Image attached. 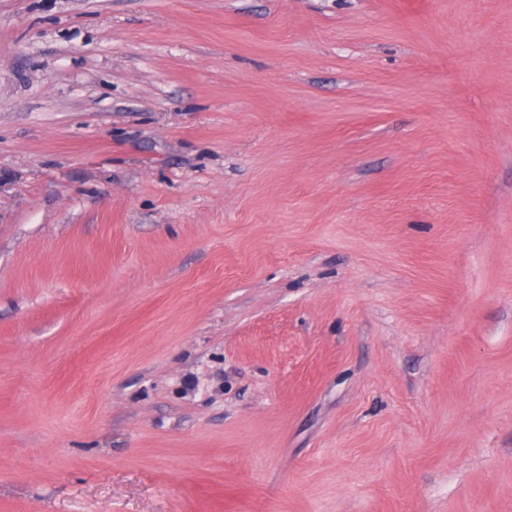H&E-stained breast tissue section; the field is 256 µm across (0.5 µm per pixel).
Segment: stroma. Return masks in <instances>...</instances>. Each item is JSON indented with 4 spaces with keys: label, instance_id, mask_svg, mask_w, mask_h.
Returning a JSON list of instances; mask_svg holds the SVG:
<instances>
[{
    "label": "stroma",
    "instance_id": "1",
    "mask_svg": "<svg viewBox=\"0 0 512 512\" xmlns=\"http://www.w3.org/2000/svg\"><path fill=\"white\" fill-rule=\"evenodd\" d=\"M0 512H512V0H0Z\"/></svg>",
    "mask_w": 512,
    "mask_h": 512
}]
</instances>
